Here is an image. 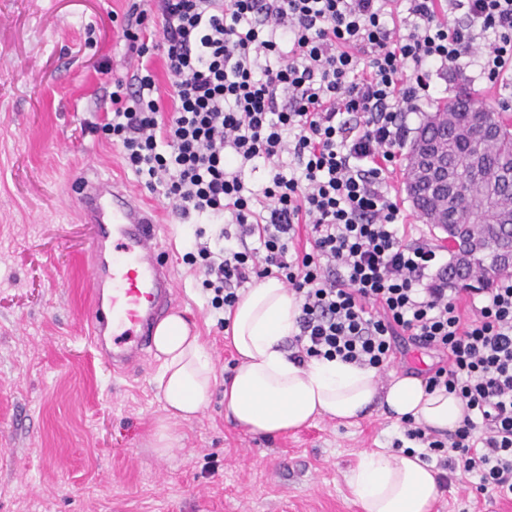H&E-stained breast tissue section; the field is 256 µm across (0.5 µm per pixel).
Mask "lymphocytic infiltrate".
<instances>
[{
  "label": "lymphocytic infiltrate",
  "instance_id": "obj_1",
  "mask_svg": "<svg viewBox=\"0 0 512 512\" xmlns=\"http://www.w3.org/2000/svg\"><path fill=\"white\" fill-rule=\"evenodd\" d=\"M463 20L449 25L448 15ZM171 76L158 97L149 51L113 92L103 125L181 215L226 216L221 245L197 247L213 309L275 277L301 302L292 356L373 369L410 348L436 352L428 390L466 403L447 440L411 421L423 460L512 501V274L460 308L436 248L401 232L386 192L432 97L431 76L512 71V0H156ZM264 166L253 189L247 172Z\"/></svg>",
  "mask_w": 512,
  "mask_h": 512
}]
</instances>
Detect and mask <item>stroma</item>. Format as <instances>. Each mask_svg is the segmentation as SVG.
Wrapping results in <instances>:
<instances>
[{
    "mask_svg": "<svg viewBox=\"0 0 512 512\" xmlns=\"http://www.w3.org/2000/svg\"><path fill=\"white\" fill-rule=\"evenodd\" d=\"M158 24L150 0H0V512H360L347 473L403 436L384 409L267 437L226 418L219 384L161 452L158 361L149 353L115 373L88 337L95 227L79 199L94 172L158 208L171 308L195 324L219 376L235 366L184 258L196 236L215 242L224 219L173 211L102 129L116 83L137 67L124 31L153 47ZM150 67L168 90L154 47ZM432 512H512V501L476 494L455 472Z\"/></svg>",
    "mask_w": 512,
    "mask_h": 512,
    "instance_id": "1",
    "label": "stroma"
}]
</instances>
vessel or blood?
Wrapping results in <instances>:
<instances>
[{
    "mask_svg": "<svg viewBox=\"0 0 512 512\" xmlns=\"http://www.w3.org/2000/svg\"><path fill=\"white\" fill-rule=\"evenodd\" d=\"M81 211L97 228L89 263L90 337L101 343L111 334L105 356L113 369L132 366L153 345L161 315L175 283L155 254L158 211L113 180H83Z\"/></svg>",
    "mask_w": 512,
    "mask_h": 512,
    "instance_id": "vessel-or-blood-1",
    "label": "vessel or blood"
}]
</instances>
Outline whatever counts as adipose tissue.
Masks as SVG:
<instances>
[{"label":"adipose tissue","instance_id":"adipose-tissue-1","mask_svg":"<svg viewBox=\"0 0 512 512\" xmlns=\"http://www.w3.org/2000/svg\"><path fill=\"white\" fill-rule=\"evenodd\" d=\"M299 314V301L278 278L242 294L226 316L224 339L238 361L225 379L218 378L188 320L176 312L167 316L153 336L167 428L197 415L219 383L227 417L252 433L294 431L318 417L350 423L378 404L430 431L459 427L465 401L442 388L427 391L420 377L394 373L382 384L374 371L338 358H290L284 345L298 332ZM167 428L157 439L164 450L173 441ZM347 482L361 512H430L441 494L437 470L416 452H363Z\"/></svg>","mask_w":512,"mask_h":512}]
</instances>
